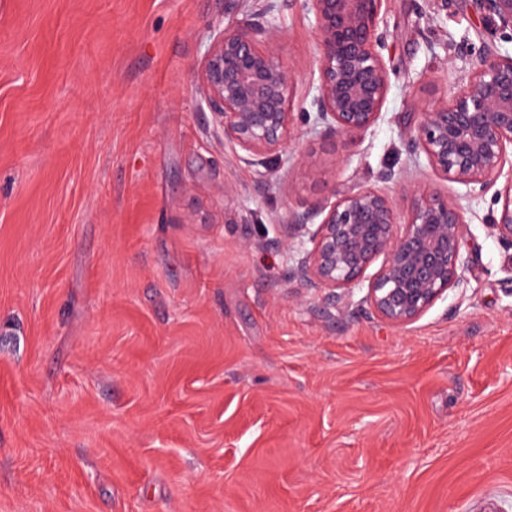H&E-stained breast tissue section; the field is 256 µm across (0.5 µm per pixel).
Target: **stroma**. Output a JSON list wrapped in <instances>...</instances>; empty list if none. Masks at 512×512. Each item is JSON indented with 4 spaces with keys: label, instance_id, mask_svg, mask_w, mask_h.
I'll return each mask as SVG.
<instances>
[{
    "label": "stroma",
    "instance_id": "35a3bbf8",
    "mask_svg": "<svg viewBox=\"0 0 512 512\" xmlns=\"http://www.w3.org/2000/svg\"><path fill=\"white\" fill-rule=\"evenodd\" d=\"M223 20L224 0H0V512H512L494 191L467 198L460 285L405 329L306 288L275 242L289 209L387 170L464 195L400 130L512 35L471 0H387L382 118L247 163L194 80ZM280 26L305 106L300 0Z\"/></svg>",
    "mask_w": 512,
    "mask_h": 512
}]
</instances>
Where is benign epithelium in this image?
Wrapping results in <instances>:
<instances>
[{
  "instance_id": "obj_1",
  "label": "benign epithelium",
  "mask_w": 512,
  "mask_h": 512,
  "mask_svg": "<svg viewBox=\"0 0 512 512\" xmlns=\"http://www.w3.org/2000/svg\"><path fill=\"white\" fill-rule=\"evenodd\" d=\"M240 2L224 0L231 20L212 35L195 72L216 127L240 159L281 155L302 121L338 138L377 123L390 89L387 34L379 26L387 0H302L318 71L311 110L304 112L294 111L297 74L278 55L280 0H257L251 17L235 20ZM472 2L495 29L512 32V0ZM401 136L442 181L483 193L504 180L495 191L500 209L491 229L512 248V54L484 47L451 98L417 105ZM380 181L385 186L336 188L288 209L286 227L306 231L311 247L290 233L285 242L298 249L294 275L307 287L333 297L338 289L363 290L371 313L407 327L460 283L466 207L404 173ZM389 183L410 194L406 212L396 208Z\"/></svg>"
}]
</instances>
